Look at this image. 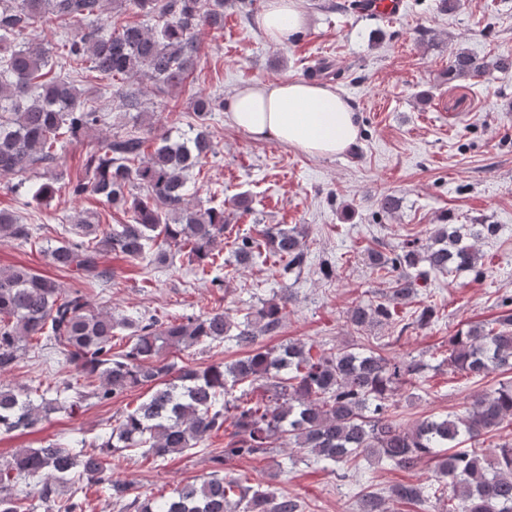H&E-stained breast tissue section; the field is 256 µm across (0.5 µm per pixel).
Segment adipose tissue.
<instances>
[{"mask_svg": "<svg viewBox=\"0 0 512 512\" xmlns=\"http://www.w3.org/2000/svg\"><path fill=\"white\" fill-rule=\"evenodd\" d=\"M308 22L302 0H265L256 24L282 45ZM224 119L256 139H272L315 157L344 152L358 137L351 103L329 86L304 80L255 82L224 100Z\"/></svg>", "mask_w": 512, "mask_h": 512, "instance_id": "adipose-tissue-1", "label": "adipose tissue"}]
</instances>
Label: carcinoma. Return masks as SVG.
Listing matches in <instances>:
<instances>
[{
    "label": "carcinoma",
    "instance_id": "obj_1",
    "mask_svg": "<svg viewBox=\"0 0 512 512\" xmlns=\"http://www.w3.org/2000/svg\"><path fill=\"white\" fill-rule=\"evenodd\" d=\"M227 0H112L113 8L155 16L156 30L126 24L119 28L102 17V0H12L0 5V175L20 177L15 190L39 201L53 194L50 182L30 183L36 165L57 162L67 140L97 126L102 115L77 87L81 62L107 79L143 75L157 87L181 88L199 62L197 34L224 27ZM86 23L80 35L61 43V60L52 49L24 40L39 18ZM487 68L465 51L453 54L449 73L472 78ZM224 111V101L197 96V124L180 140L148 124L146 134L128 133L103 141L87 160L88 176L68 183L74 197L99 196L123 212L121 224L77 220L61 225L59 240L44 248L50 262L77 274L79 285L66 289L57 281L19 266L0 270V371L17 365L32 341L64 355L86 379L98 384L86 393L78 384L23 386L0 382V433L36 428L50 414L90 397L104 404L116 395L147 386L150 395L126 409L116 425L92 444L81 438L49 441L0 459V512H31L35 505L15 492L17 480L26 495L46 512H83V502L60 496L68 484L94 486L135 512H299L296 500L273 486H243L213 475L176 488L172 495L126 501L131 488L113 478L112 457L138 452L155 460L182 454L229 423L233 437L224 446V463L258 458L278 444L299 448L326 466H344L355 458L384 461L410 469L425 457L437 459L435 486L425 492L400 484L391 494L405 502L430 505L433 512H512V439L484 448L480 437L512 417V381L474 395L464 417L428 416L411 427L393 419L395 393L412 383L423 365L412 359L394 362L380 350L329 348L290 341L270 350L258 337L277 332L287 299L272 300L234 321L226 311L200 317L162 320L136 314L117 318L95 307L85 289L109 286L113 274L101 256L115 252L131 262L155 267L178 254L203 275L224 269L215 246L224 235V209H201L187 201L190 172L215 154L209 121ZM154 149L145 153V143ZM496 224H440L427 242L404 243L389 257L367 253L377 270L391 274L387 303L353 306L347 322L358 331L396 321L395 305L417 294L418 282L432 274L471 271L478 261L474 243L497 235ZM35 228L12 211L0 210V237L32 242ZM266 250L287 259L284 273L302 270L307 253L296 227L265 224L258 237L235 243L234 261L249 265ZM417 270L416 274L409 270ZM491 327L471 325L448 341L445 362L455 371L486 377L512 367V296ZM434 311L424 308L403 324L388 344L408 328L431 324ZM130 345L112 353L117 332ZM232 342L250 354L231 364L204 369L176 367L170 353L214 342ZM247 389L234 394L236 386ZM260 391L254 400L250 394Z\"/></svg>",
    "mask_w": 512,
    "mask_h": 512
}]
</instances>
